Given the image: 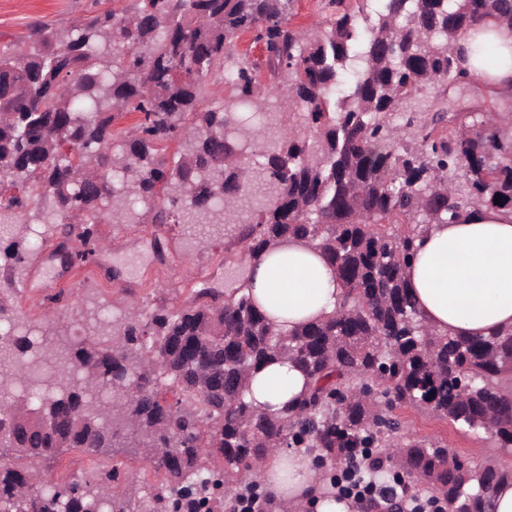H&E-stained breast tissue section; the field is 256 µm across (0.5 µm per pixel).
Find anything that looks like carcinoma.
I'll use <instances>...</instances> for the list:
<instances>
[{"label": "carcinoma", "mask_w": 512, "mask_h": 512, "mask_svg": "<svg viewBox=\"0 0 512 512\" xmlns=\"http://www.w3.org/2000/svg\"><path fill=\"white\" fill-rule=\"evenodd\" d=\"M290 0H137L131 14L92 7L68 28L32 26L27 48L0 50V210L23 216L48 195L47 224L79 230L92 245L100 204L112 223L154 202L152 224L181 214L232 221L258 183L264 204L239 235L248 259L291 241L321 252L341 294L324 318L279 331L239 286L224 299L203 289L202 304L130 309L118 326L62 351L44 378L46 429L13 399L0 412L11 462L0 464V512H212L216 475L224 512L253 505L250 484L278 448L315 450L346 467L356 458L403 471L416 494L446 500L455 512H494L500 486L512 485V329L490 336L437 332L424 322L406 268L433 224H456L491 207L512 214V92L481 121L414 107L438 83L466 86L470 58L488 68L500 57L488 41L458 46L472 26L494 18L512 28V0H384L377 25L360 30L345 0L321 32L288 26ZM250 32L265 61L234 52ZM357 78L339 102L338 68ZM267 66L271 85L260 81ZM227 77L234 94L220 109L199 108L206 79ZM301 123L258 140L240 112L271 124L279 89ZM129 130L114 123L128 114ZM124 138L125 148L112 152ZM181 140L171 168L159 147ZM260 153L258 166L247 153ZM502 203L494 204L496 195ZM30 250L6 248L13 265ZM9 354L33 347L7 337ZM278 359L307 375L304 400L278 415L257 410L245 391L252 372ZM16 368L0 373V394L26 393ZM172 393L174 401L167 399ZM413 408L461 429L487 433L500 455L472 467L437 439L407 430L395 410ZM139 445L165 474L143 500L109 495L139 475L98 463L57 490L37 488L38 464L78 448L100 458Z\"/></svg>", "instance_id": "carcinoma-1"}]
</instances>
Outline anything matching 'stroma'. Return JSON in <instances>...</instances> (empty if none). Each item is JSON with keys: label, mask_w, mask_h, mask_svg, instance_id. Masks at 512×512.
Here are the masks:
<instances>
[{"label": "stroma", "mask_w": 512, "mask_h": 512, "mask_svg": "<svg viewBox=\"0 0 512 512\" xmlns=\"http://www.w3.org/2000/svg\"><path fill=\"white\" fill-rule=\"evenodd\" d=\"M90 0H0V47L26 36L31 23L41 21L66 27L84 15ZM296 30H326L334 20L327 0H293L288 15ZM98 244L87 250L74 235L45 233L31 224L19 232L17 224L0 227V239L26 236L33 261L20 271L13 285H0V302L11 306L13 320H0V336H10L17 325L30 326L33 342L43 334L63 336L70 344L90 338L88 311L99 317L164 305L180 309L198 300L201 289L224 292L246 276V261L226 263L235 251L237 234L200 237L191 224H115L95 226ZM419 436L442 441L472 464L492 457L495 443L410 408L399 410ZM92 457L73 449L42 462L44 488H54L86 475Z\"/></svg>", "instance_id": "1"}]
</instances>
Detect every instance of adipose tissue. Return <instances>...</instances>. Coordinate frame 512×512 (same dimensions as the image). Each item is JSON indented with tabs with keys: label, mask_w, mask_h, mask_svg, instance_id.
Here are the masks:
<instances>
[{
	"label": "adipose tissue",
	"mask_w": 512,
	"mask_h": 512,
	"mask_svg": "<svg viewBox=\"0 0 512 512\" xmlns=\"http://www.w3.org/2000/svg\"><path fill=\"white\" fill-rule=\"evenodd\" d=\"M494 43L504 59L490 72L478 62L470 70L482 82L512 89V31L487 19L468 30ZM248 286L255 304L282 330L322 318L340 294L332 267L313 248L291 244L268 251L248 265ZM417 307L433 328L464 336H487L512 328V216L487 208L459 224H435L422 237L406 270ZM309 389L306 375L293 362L279 360L254 372L247 395L267 413L281 412ZM295 463L286 495L299 508L315 505L317 512H348L347 504L314 501L320 474L302 454L278 452L265 465L267 489L278 490L275 475L285 460Z\"/></svg>",
	"instance_id": "ef3b65f1"
}]
</instances>
